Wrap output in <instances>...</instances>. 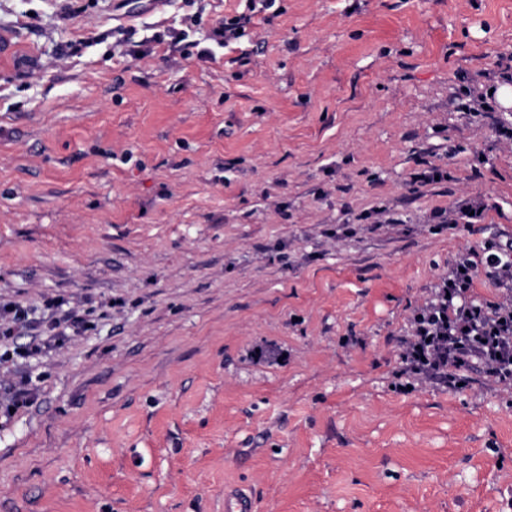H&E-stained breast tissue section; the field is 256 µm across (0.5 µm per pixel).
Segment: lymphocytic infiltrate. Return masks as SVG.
<instances>
[{"label": "lymphocytic infiltrate", "instance_id": "1", "mask_svg": "<svg viewBox=\"0 0 512 512\" xmlns=\"http://www.w3.org/2000/svg\"><path fill=\"white\" fill-rule=\"evenodd\" d=\"M491 280L497 300L474 293L478 277ZM88 314L65 321L37 319L21 304L0 307V341L16 329L33 330L30 345L0 353V362L23 360L89 329ZM406 373L424 382L455 388L460 370H477L512 389V239L488 240L458 253L447 273L431 287L425 303L415 309L410 331L402 340Z\"/></svg>", "mask_w": 512, "mask_h": 512}]
</instances>
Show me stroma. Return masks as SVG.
Here are the masks:
<instances>
[{
    "instance_id": "35a3bbf8",
    "label": "stroma",
    "mask_w": 512,
    "mask_h": 512,
    "mask_svg": "<svg viewBox=\"0 0 512 512\" xmlns=\"http://www.w3.org/2000/svg\"><path fill=\"white\" fill-rule=\"evenodd\" d=\"M280 5L201 58L155 37L240 0H0V305L93 321L0 364L43 379L0 512H512V395L397 374L449 259L512 236V142L458 112L504 111L512 0Z\"/></svg>"
}]
</instances>
